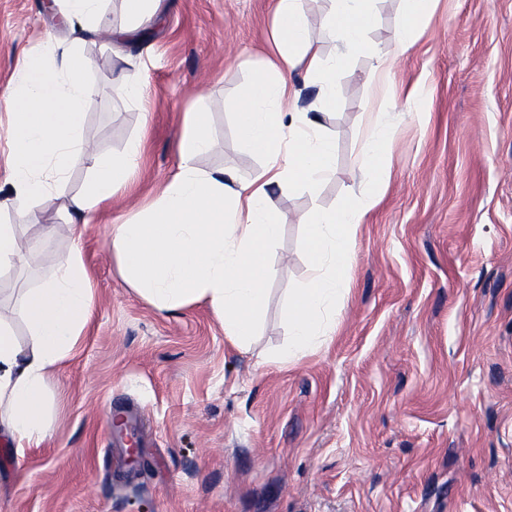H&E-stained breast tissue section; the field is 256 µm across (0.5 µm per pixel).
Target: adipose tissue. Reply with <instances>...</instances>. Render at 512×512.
I'll use <instances>...</instances> for the list:
<instances>
[{"mask_svg": "<svg viewBox=\"0 0 512 512\" xmlns=\"http://www.w3.org/2000/svg\"><path fill=\"white\" fill-rule=\"evenodd\" d=\"M330 10L312 17L302 0H276V54L257 72L238 114L242 144L263 160L251 178L204 172L197 159L212 145L206 117L188 113L178 143V172L157 199L130 222L112 229V256L122 279L161 311L203 301L224 325V338L244 348L253 335L271 271L262 261L279 235L284 215L271 189L288 193L313 190L332 167L333 143L317 118L334 107L331 76L351 58L367 52L366 32L377 0H331ZM333 29L336 53L325 56L309 37L313 25ZM90 59L76 46L62 50L52 63L31 58L15 75L6 102L11 161L10 202L30 214L32 203L78 165L90 172L84 193L70 198L71 222L106 207L130 185L139 166L140 141L118 157L89 149L82 115L93 87L87 80ZM301 71L319 84L310 111H300V91L288 80ZM386 128L372 126L363 143L367 177L376 186L390 178ZM349 203L333 211L303 217L306 248L319 275L288 296L287 346L279 364L320 347L336 332V298L347 280L351 244L370 208ZM92 273L80 246L58 262L53 275L24 289L18 304L28 330L19 342L11 324L0 319V433L16 447L36 448L53 426V400L47 381L72 356L90 323L94 294Z\"/></svg>", "mask_w": 512, "mask_h": 512, "instance_id": "1", "label": "adipose tissue"}]
</instances>
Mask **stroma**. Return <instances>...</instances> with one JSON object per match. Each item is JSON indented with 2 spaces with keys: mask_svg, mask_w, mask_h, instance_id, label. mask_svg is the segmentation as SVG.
<instances>
[{
  "mask_svg": "<svg viewBox=\"0 0 512 512\" xmlns=\"http://www.w3.org/2000/svg\"><path fill=\"white\" fill-rule=\"evenodd\" d=\"M402 7L379 0L372 49L399 53ZM130 23L123 0H105L94 33L70 30L47 0H0V98L25 55L77 44L94 62L85 141L113 156L143 144L130 187L72 231L64 205L85 167L33 204L32 225L0 192V222L41 243L0 276V296L48 277L75 239L95 296L87 335L48 381L50 439L20 450L0 435V512H512V0H437L384 86L366 56L337 71L321 116L333 167L314 190L273 196L287 221L245 351L206 303L149 305L110 240L177 172L187 113L211 127L200 169H260L236 122L275 52L274 0H161L137 40L113 44L109 31ZM142 74L138 105L125 83ZM413 84L424 101L409 99ZM373 120L392 132L391 178L357 230L336 333L271 364L288 344V291L316 274L298 219L366 201ZM116 403L142 414L134 471L108 430Z\"/></svg>",
  "mask_w": 512,
  "mask_h": 512,
  "instance_id": "stroma-1",
  "label": "stroma"
}]
</instances>
